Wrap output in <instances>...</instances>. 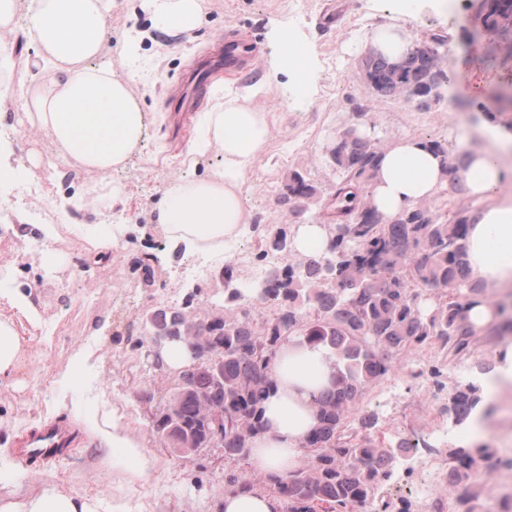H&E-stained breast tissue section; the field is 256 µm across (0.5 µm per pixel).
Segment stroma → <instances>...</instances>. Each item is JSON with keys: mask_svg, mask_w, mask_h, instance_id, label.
<instances>
[{"mask_svg": "<svg viewBox=\"0 0 512 512\" xmlns=\"http://www.w3.org/2000/svg\"><path fill=\"white\" fill-rule=\"evenodd\" d=\"M200 22L191 30L159 27L143 0H110L109 31L100 64L119 74L133 73L131 91L148 113L143 139L127 161L114 169L89 170L62 156L35 119L30 94L57 78L52 64L38 57L29 38L31 21L21 17L0 31V45L17 84L0 93V167L26 175L56 165L48 189L59 219L44 223L38 212L16 209L0 217L24 225L22 241L0 240V267L11 278L0 298V322L9 324L23 346L17 380L0 383V507L31 501L48 492L79 498L94 512H219L224 495V466L217 449L188 455L164 448L154 430L169 398L145 389L152 375L144 346L147 316L161 307L160 289L181 287L188 298L206 302L203 320L224 311L220 284L202 280L183 286L174 276L187 263L204 264L225 253L245 250L255 256L269 250L277 232L294 233L302 224L325 223L322 202L336 182L330 152L346 133H360L382 151L399 139L438 143L456 162L461 147L486 144L477 116L494 117L512 129V104L503 92L512 86V32L480 36L476 5L449 0H199ZM337 17L330 30L318 27L325 14ZM404 25L411 40L440 33L448 52L439 66L450 75L452 94L395 96L379 100L365 76L372 39L393 25ZM294 32L309 59L305 81H298L285 60L279 33ZM240 45H258L261 80L246 82L224 68L225 33ZM494 65H487L486 57ZM231 99L260 112L270 136L252 168L239 183L244 224L224 239L192 244L176 239L157 220V205L167 184L216 178L224 155L216 148L196 153L206 114ZM302 176L318 190L319 204L298 210L287 184ZM126 219L112 226L111 248L95 249L82 230L107 223L108 212ZM40 241L43 249L27 255L23 246ZM100 282L86 294L84 281ZM112 356H104V348ZM52 355L48 377L35 363ZM499 347L475 339L469 356L443 366L446 385L488 382L498 376ZM105 380L118 394L96 395ZM486 429L497 457L512 459V387ZM444 400L428 402L415 381L390 386L381 382L366 391L351 416L353 427L373 414L377 422L362 428L373 443L397 448L403 432L416 435L419 452L399 459L380 498L411 512H427L415 502L417 484L432 481L448 467V451L461 446L464 426L453 425ZM63 421L79 427L82 437L70 455L29 473L14 458L18 437L42 425ZM141 448L142 466L132 468L112 455L113 431ZM107 496H100L99 486Z\"/></svg>", "mask_w": 512, "mask_h": 512, "instance_id": "obj_1", "label": "stroma"}]
</instances>
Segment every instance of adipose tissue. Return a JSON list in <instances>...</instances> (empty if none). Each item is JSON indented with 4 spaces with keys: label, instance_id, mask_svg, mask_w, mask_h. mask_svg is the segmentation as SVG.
Here are the masks:
<instances>
[{
    "label": "adipose tissue",
    "instance_id": "1",
    "mask_svg": "<svg viewBox=\"0 0 512 512\" xmlns=\"http://www.w3.org/2000/svg\"><path fill=\"white\" fill-rule=\"evenodd\" d=\"M149 2L165 28L187 31L200 21L199 0ZM105 6L106 0H0V27L27 12L39 56L63 72L62 80L38 92L40 122L63 155L90 169L123 164L148 121L128 79L97 62L108 35ZM267 135L264 121L251 109L228 103L208 113L203 144L223 150L224 176L170 183L158 204L160 223L195 244L231 235L243 213L235 187ZM485 137L484 149L468 151L464 172L467 195L484 202L468 214V257L472 279L504 294L512 289V195L501 188L512 179V167L500 153L512 144V133L489 127ZM445 185L442 150L402 139L378 159L370 204L394 218ZM331 375L321 346L293 339L280 347L272 369L274 388L263 405L262 429L250 455L256 472L283 477L299 468L302 444L318 423L316 400Z\"/></svg>",
    "mask_w": 512,
    "mask_h": 512
}]
</instances>
